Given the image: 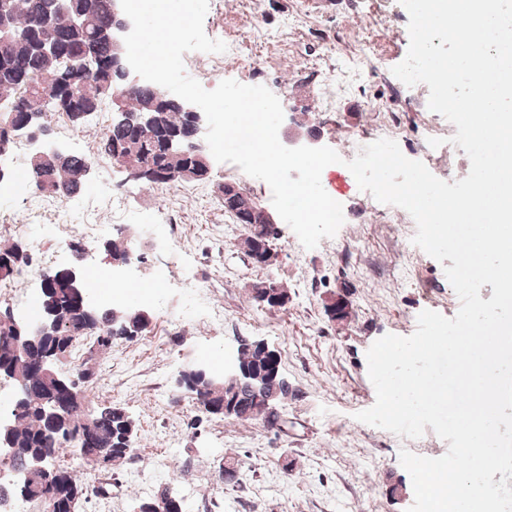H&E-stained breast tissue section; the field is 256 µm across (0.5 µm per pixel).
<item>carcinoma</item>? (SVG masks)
Returning <instances> with one entry per match:
<instances>
[{"instance_id": "carcinoma-1", "label": "carcinoma", "mask_w": 512, "mask_h": 512, "mask_svg": "<svg viewBox=\"0 0 512 512\" xmlns=\"http://www.w3.org/2000/svg\"><path fill=\"white\" fill-rule=\"evenodd\" d=\"M92 2L94 23L88 37L94 40V52L102 61V67L95 83L85 87L69 105L67 116L76 131L80 129L82 113L97 111L101 102L107 99V92L129 85L112 67L110 43L96 37V32L111 22L110 0ZM14 7L18 23L28 26L39 17L41 0H14ZM37 77L51 82L56 80L55 66L21 45L0 55V97L18 102L16 119L39 127L43 113L25 111L24 101L27 83ZM170 99L171 96L150 86H138L126 93L125 100L132 113L147 107L158 109L156 130L148 134L135 121L113 122L104 129L99 143V153L108 158L112 157L115 148H128L127 162L144 165L153 172V177L144 182L146 186L171 183L174 173L182 167L199 168L203 180L211 176L203 163L208 152L195 148L189 139V114L168 108ZM173 135L184 137L180 155H172L166 148V140ZM89 161L91 158L85 155L68 154L61 159L30 164L24 175L39 192L61 199L85 183L78 174ZM237 213L246 217L241 247L247 258L253 257L256 244H272L279 239V228L262 223L260 214L255 212L254 197L244 188L238 195ZM105 250L116 264H125L136 255L134 243L121 237L105 243ZM30 262L31 256L23 244L0 245L1 278L21 272ZM69 278L67 268L44 274L42 297L33 310V317H46L49 330L38 341L26 345V358L18 360L13 355V345L25 336L23 325L10 316L0 319V379H8L16 385L17 376L22 375L31 388L27 394L15 396L9 406L12 429L6 438L13 454L3 463L6 474L0 477V512H10L9 504L18 498L36 505L37 512H63L62 507L70 501L78 508L92 498L109 494L106 483L90 489V473L110 466L114 468L138 451V427L125 408L112 403L98 404L89 399L87 389L94 380V370L78 365L69 375L60 372L61 386L48 380L41 371L42 360L52 358L59 364L76 345L89 337L93 339L95 352L105 353L111 350L113 340L136 336L146 331L150 324L149 317L136 308L107 303L99 308L89 307L85 294L80 292L83 283L79 282L73 288L63 287ZM270 284L271 279L266 278L251 286L250 302L260 311L274 309V302L261 304L257 300L259 293ZM339 296L336 292L323 303L324 315L330 321L347 319L337 302ZM235 363L261 388L255 390L249 385L227 388L219 373L204 375L193 368L181 372L179 383L193 395L197 408L205 413L222 417L224 405L233 403L236 410L231 419L261 420L275 427L280 406L294 395L291 384L283 375L272 374L274 360L255 340L240 344ZM47 388L56 391L61 407V416L52 424L43 416L40 403V392ZM86 418L93 421V429L87 435L80 432ZM68 453L82 461L85 476L76 475L61 462ZM35 457L45 459V469L25 482L12 481L11 472L25 468ZM132 512H182V502L176 488L167 484L154 497L140 501Z\"/></svg>"}]
</instances>
